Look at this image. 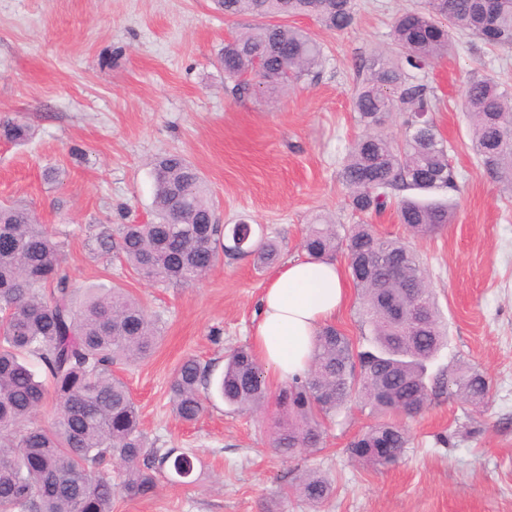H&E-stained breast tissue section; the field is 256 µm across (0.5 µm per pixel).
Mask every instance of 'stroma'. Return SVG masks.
I'll list each match as a JSON object with an SVG mask.
<instances>
[{
    "mask_svg": "<svg viewBox=\"0 0 512 512\" xmlns=\"http://www.w3.org/2000/svg\"><path fill=\"white\" fill-rule=\"evenodd\" d=\"M355 3L356 21L341 32L293 21L325 47L318 78L273 99H241L216 54L255 19L225 17L215 0H0V116L35 131L23 145L0 138V203L26 204L65 241L75 288H125L158 319L156 352L120 374L148 439L201 462L186 478L166 473L154 496H116L114 512H512V194L479 167L470 120L455 106L474 71L512 83V50L460 36L455 52L429 67L459 190L433 195L456 202L452 224L410 240L448 324L432 368L471 364L488 381L489 399L480 407L448 395L432 400L407 420L409 445L388 469L363 466L347 449L376 421L355 402L325 420L320 448L293 459L270 445L275 407L240 413L214 394L199 421L177 420L176 368L195 356L216 378L226 355L251 346L272 269L224 256L201 280L166 287L96 242L105 227L152 221L150 162L173 151L201 172L218 222L248 218L277 243L280 261L304 258L302 238L316 217L345 235L359 221L338 173L363 132L351 104L354 62L385 48L392 18L421 0ZM50 168L58 181L45 180ZM306 470L331 482L323 504L291 491Z\"/></svg>",
    "mask_w": 512,
    "mask_h": 512,
    "instance_id": "stroma-1",
    "label": "stroma"
}]
</instances>
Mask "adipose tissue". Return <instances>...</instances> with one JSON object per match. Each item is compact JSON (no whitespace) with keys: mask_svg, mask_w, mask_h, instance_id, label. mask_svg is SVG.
Segmentation results:
<instances>
[{"mask_svg":"<svg viewBox=\"0 0 512 512\" xmlns=\"http://www.w3.org/2000/svg\"><path fill=\"white\" fill-rule=\"evenodd\" d=\"M347 297L345 278L334 261L306 258L279 265L253 335L264 366L282 380L303 373L320 327L335 319Z\"/></svg>","mask_w":512,"mask_h":512,"instance_id":"obj_1","label":"adipose tissue"}]
</instances>
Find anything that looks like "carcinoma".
Instances as JSON below:
<instances>
[{"label":"carcinoma","mask_w":512,"mask_h":512,"mask_svg":"<svg viewBox=\"0 0 512 512\" xmlns=\"http://www.w3.org/2000/svg\"><path fill=\"white\" fill-rule=\"evenodd\" d=\"M229 17L258 16L264 22L237 31L217 62L224 78L244 97L259 88L271 94L319 74L324 61L317 38L283 18L307 17L332 31L355 20L353 0H216ZM465 33L483 44L512 49V0H424L404 10L391 26L392 49L359 57L352 106L363 134L348 148L340 176L346 206L354 214H378L396 206L412 236L443 231L456 204L419 195L457 190L448 147L434 114L440 103L424 72ZM457 106L471 121V149L483 171L512 194V88L474 73ZM399 114L400 140L386 131ZM0 136L23 142L31 127L0 118ZM155 222L120 224L98 234L100 247L140 278L189 284L214 266L219 253L251 256L260 265L278 258L276 243L250 224H220L206 183L179 153L153 162ZM344 246L360 296L368 346L357 350L333 325L317 335L308 371L271 395L264 366L247 347L226 358L218 392L241 412L280 408L272 447L292 458L318 447L322 421L352 401L370 407L379 420L349 445L358 461L376 470L394 464L408 445L403 420L421 414L432 397L448 392L479 406L488 385L473 366L460 363L430 373L446 344L429 275L405 241L355 224L344 239L330 220L309 225L302 247L309 258L327 260ZM65 242L31 210L0 205V512H112L116 495L145 498L156 492L165 470L187 478L198 458L157 448L144 433L127 383L113 367L148 359L160 339L158 321L120 287L86 289L78 299L63 264ZM419 308L422 326L406 335L394 311ZM209 367L194 357L182 361L171 382L172 410L184 422L207 411ZM53 396L57 416L35 422ZM294 491L316 506L332 484L316 471L296 479Z\"/></svg>","instance_id":"obj_1"}]
</instances>
